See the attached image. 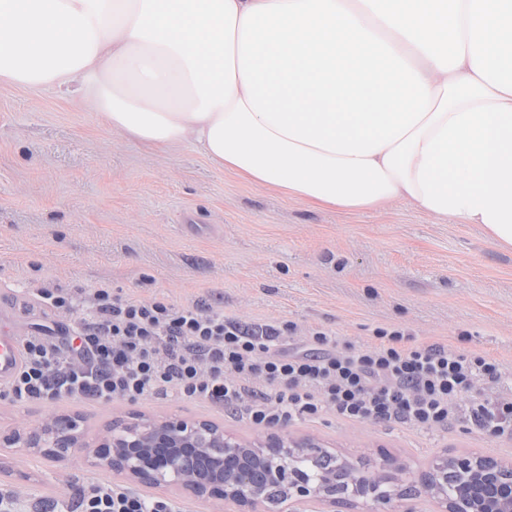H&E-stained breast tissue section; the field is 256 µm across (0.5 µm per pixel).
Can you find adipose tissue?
Segmentation results:
<instances>
[{"mask_svg": "<svg viewBox=\"0 0 512 512\" xmlns=\"http://www.w3.org/2000/svg\"><path fill=\"white\" fill-rule=\"evenodd\" d=\"M0 81L349 211L512 248V0H0Z\"/></svg>", "mask_w": 512, "mask_h": 512, "instance_id": "1", "label": "adipose tissue"}]
</instances>
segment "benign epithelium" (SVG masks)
<instances>
[{"label": "benign epithelium", "instance_id": "obj_1", "mask_svg": "<svg viewBox=\"0 0 512 512\" xmlns=\"http://www.w3.org/2000/svg\"><path fill=\"white\" fill-rule=\"evenodd\" d=\"M0 447L34 449L51 461L79 451L91 465L146 488L163 484L198 498H219L234 505L237 512H257L265 503L262 491L268 487L281 491L272 501L274 512H296V505L310 500L336 503L334 489L321 487L287 460L291 448L317 456L322 446L282 432L270 433L255 458L246 453L247 444L204 421L173 416L137 417L132 422L119 419L112 423L109 438L90 444L78 432L74 418L55 415L40 428L0 432ZM451 465L471 475L463 495L451 501L437 496L448 482V468L434 466L414 473L392 458L374 470L371 478L365 477L364 469L355 471L358 495L385 508L392 504L385 488L402 473L409 479V488L398 497L401 502L428 497L439 512H512L511 465L476 454L454 456Z\"/></svg>", "mask_w": 512, "mask_h": 512}]
</instances>
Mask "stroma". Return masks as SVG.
Wrapping results in <instances>:
<instances>
[{"label":"stroma","instance_id":"obj_1","mask_svg":"<svg viewBox=\"0 0 512 512\" xmlns=\"http://www.w3.org/2000/svg\"><path fill=\"white\" fill-rule=\"evenodd\" d=\"M106 286L141 299L198 302L255 326L325 329L367 346L380 328L405 344L477 352L512 372V250L474 224L404 201L370 211L320 208L214 167L191 146L159 150L112 129L98 113L50 87L0 83V295L22 335L66 327L43 287ZM76 417L87 439L114 419L184 415L246 441L264 432L202 402L63 400L20 406L0 398V430ZM350 458L381 451L412 471L438 455L512 461V439L458 421L423 431L346 422L325 414L280 424ZM120 483L81 454L53 463L0 448V493L14 512H67L72 485Z\"/></svg>","mask_w":512,"mask_h":512}]
</instances>
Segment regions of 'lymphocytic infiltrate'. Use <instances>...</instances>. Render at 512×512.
Returning a JSON list of instances; mask_svg holds the SVG:
<instances>
[{"mask_svg":"<svg viewBox=\"0 0 512 512\" xmlns=\"http://www.w3.org/2000/svg\"><path fill=\"white\" fill-rule=\"evenodd\" d=\"M42 300L74 321L61 338L27 337L21 366L0 386L15 404L83 398L176 397L234 411L260 427L323 411L367 423L442 428L464 419L476 430L512 438V394L466 404L478 385L499 383L496 361L437 345L407 347L400 331L378 330V344H340L316 330L315 351L297 350L292 326L249 328L223 312L97 288L78 300L44 288ZM73 512H184L123 485L87 482L70 495Z\"/></svg>","mask_w":512,"mask_h":512,"instance_id":"obj_1","label":"lymphocytic infiltrate"}]
</instances>
